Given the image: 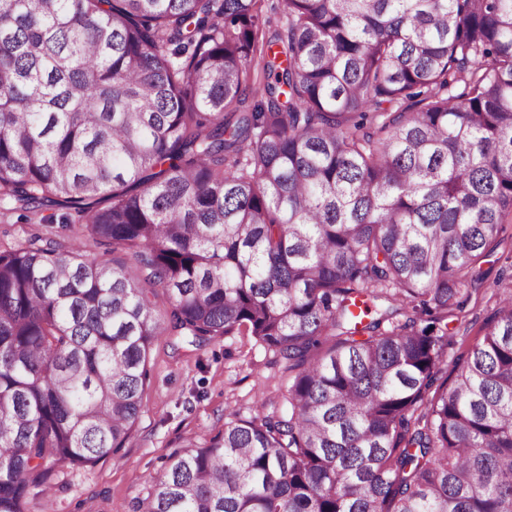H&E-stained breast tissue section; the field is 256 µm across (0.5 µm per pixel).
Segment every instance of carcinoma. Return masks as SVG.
Listing matches in <instances>:
<instances>
[{
  "mask_svg": "<svg viewBox=\"0 0 512 512\" xmlns=\"http://www.w3.org/2000/svg\"><path fill=\"white\" fill-rule=\"evenodd\" d=\"M259 2L0 0V211L73 207L140 268L0 250V512L124 447L158 337L242 330L285 410L134 512H512V294L438 382L512 217V0H280L262 37Z\"/></svg>",
  "mask_w": 512,
  "mask_h": 512,
  "instance_id": "1",
  "label": "carcinoma"
}]
</instances>
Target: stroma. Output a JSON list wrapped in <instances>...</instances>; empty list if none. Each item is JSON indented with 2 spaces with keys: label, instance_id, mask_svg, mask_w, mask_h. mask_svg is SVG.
Returning <instances> with one entry per match:
<instances>
[{
  "label": "stroma",
  "instance_id": "stroma-1",
  "mask_svg": "<svg viewBox=\"0 0 512 512\" xmlns=\"http://www.w3.org/2000/svg\"><path fill=\"white\" fill-rule=\"evenodd\" d=\"M70 212V207L47 204L42 214L51 218L48 226L27 223L16 214L0 215V249L45 233L71 241L72 227L62 221ZM482 270L483 281L464 317L448 324L453 344L442 377H453L457 359L482 336L495 310L492 292L512 285L511 234H502ZM148 369L142 410L125 447L93 465L53 466L48 474L51 494L32 488L27 512H133L175 448L190 439L207 444L229 413L242 419L279 413L292 377L279 354L245 332L215 338L203 347L186 338L159 337Z\"/></svg>",
  "mask_w": 512,
  "mask_h": 512
}]
</instances>
